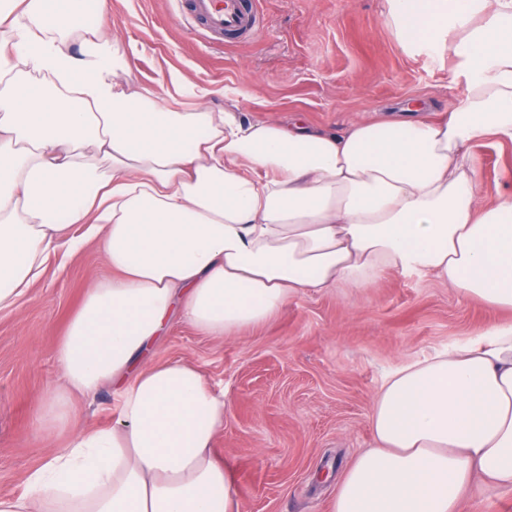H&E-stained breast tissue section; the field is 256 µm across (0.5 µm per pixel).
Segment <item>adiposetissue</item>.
I'll return each mask as SVG.
<instances>
[{"instance_id":"1","label":"adipose tissue","mask_w":512,"mask_h":512,"mask_svg":"<svg viewBox=\"0 0 512 512\" xmlns=\"http://www.w3.org/2000/svg\"><path fill=\"white\" fill-rule=\"evenodd\" d=\"M387 2L404 49L459 59L465 96L436 121L332 135L172 109L122 78L108 0H0V312L63 227L100 239L112 270L57 342L46 459L0 512H239L223 394L192 362L151 360L173 318L221 339L393 272L512 310V195L485 199L471 153L512 142V0ZM105 386L112 426L82 424L73 396ZM370 426L331 512H459L479 475L512 490V321L393 370Z\"/></svg>"}]
</instances>
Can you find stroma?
<instances>
[{"instance_id":"obj_1","label":"stroma","mask_w":512,"mask_h":512,"mask_svg":"<svg viewBox=\"0 0 512 512\" xmlns=\"http://www.w3.org/2000/svg\"><path fill=\"white\" fill-rule=\"evenodd\" d=\"M265 27L248 41L206 43L168 0H111L126 44L125 77L154 90L173 72L243 118L301 120L339 134L363 118L438 119L465 91L455 58L404 50L384 0H260ZM486 198L512 194V143L476 142ZM97 240L59 247L18 307L0 313V495L23 492L46 454L38 396L60 379L55 346L85 290L111 277ZM511 310L463 299L429 276L394 274L369 288L290 301L271 321L224 339L182 320L155 343L158 362L193 361L228 405L217 440L237 472L240 512H330L336 480L371 443L369 413L386 375L499 322Z\"/></svg>"}]
</instances>
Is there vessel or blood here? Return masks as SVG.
Masks as SVG:
<instances>
[{"instance_id":"1","label":"vessel or blood","mask_w":512,"mask_h":512,"mask_svg":"<svg viewBox=\"0 0 512 512\" xmlns=\"http://www.w3.org/2000/svg\"><path fill=\"white\" fill-rule=\"evenodd\" d=\"M183 7L187 29L204 31L208 36L227 33L247 38L264 25L259 0H177Z\"/></svg>"}]
</instances>
